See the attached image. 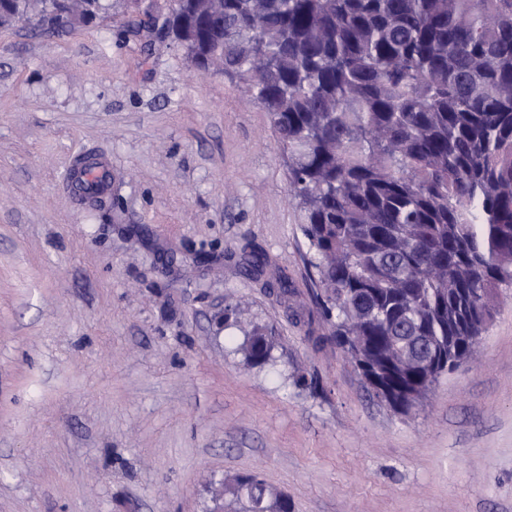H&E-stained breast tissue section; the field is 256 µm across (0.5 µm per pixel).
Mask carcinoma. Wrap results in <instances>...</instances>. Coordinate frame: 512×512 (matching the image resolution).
<instances>
[{"label": "carcinoma", "instance_id": "obj_1", "mask_svg": "<svg viewBox=\"0 0 512 512\" xmlns=\"http://www.w3.org/2000/svg\"><path fill=\"white\" fill-rule=\"evenodd\" d=\"M40 2L0 22L73 25ZM82 2L85 22L106 13ZM152 7L126 3L147 24ZM160 34L197 69L221 60L269 113L327 340L409 410L446 372L423 357L464 362L512 288V0H179ZM85 194L112 210L99 182ZM266 266L251 250L246 271ZM241 347L249 368L275 360L264 325ZM242 485H224L237 512L279 507Z\"/></svg>", "mask_w": 512, "mask_h": 512}]
</instances>
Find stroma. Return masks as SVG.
Returning <instances> with one entry per match:
<instances>
[{
  "instance_id": "stroma-1",
  "label": "stroma",
  "mask_w": 512,
  "mask_h": 512,
  "mask_svg": "<svg viewBox=\"0 0 512 512\" xmlns=\"http://www.w3.org/2000/svg\"><path fill=\"white\" fill-rule=\"evenodd\" d=\"M121 2L0 28V512H211L240 473L288 512H512V290L421 404L378 401L317 322L268 113ZM87 156L118 223L68 188ZM241 347L244 351V363L249 368L264 367L275 360L273 336L264 325L251 324L244 330Z\"/></svg>"
}]
</instances>
